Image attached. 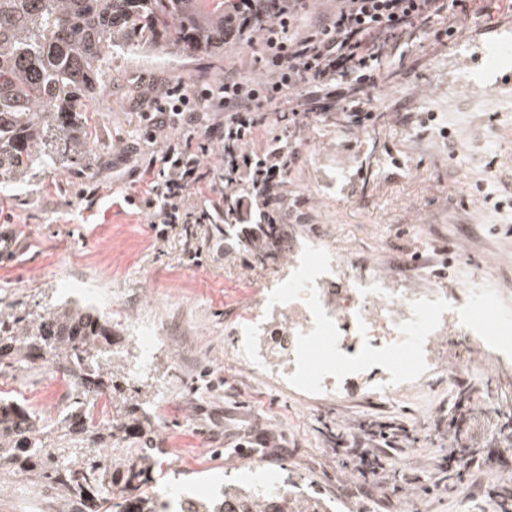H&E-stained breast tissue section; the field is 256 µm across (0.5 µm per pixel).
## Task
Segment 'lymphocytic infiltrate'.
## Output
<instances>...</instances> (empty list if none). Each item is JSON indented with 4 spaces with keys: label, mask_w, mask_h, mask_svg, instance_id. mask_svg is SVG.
<instances>
[{
    "label": "lymphocytic infiltrate",
    "mask_w": 512,
    "mask_h": 512,
    "mask_svg": "<svg viewBox=\"0 0 512 512\" xmlns=\"http://www.w3.org/2000/svg\"><path fill=\"white\" fill-rule=\"evenodd\" d=\"M314 2L225 0V43L258 35L266 79L229 70L194 100L180 85L144 97L140 119L152 156L137 176L156 236L167 238L181 222L237 224L242 242L260 249L281 231L282 193L305 143L302 131L336 110L347 127L366 129L378 118L371 102L384 66L401 46L425 33L438 42L459 34L480 11L479 0H335L334 11L313 21ZM182 125L187 140L158 141L156 128ZM216 144L224 152L217 171L201 162ZM411 436L401 423L360 425L347 442L349 470L384 499L401 496L404 486L385 473L393 449ZM496 463L493 450L455 441L436 456L439 469L460 478Z\"/></svg>",
    "instance_id": "lymphocytic-infiltrate-1"
}]
</instances>
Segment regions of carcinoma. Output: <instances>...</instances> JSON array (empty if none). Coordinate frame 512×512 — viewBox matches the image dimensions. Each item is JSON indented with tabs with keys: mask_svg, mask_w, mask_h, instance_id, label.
I'll return each mask as SVG.
<instances>
[{
	"mask_svg": "<svg viewBox=\"0 0 512 512\" xmlns=\"http://www.w3.org/2000/svg\"><path fill=\"white\" fill-rule=\"evenodd\" d=\"M169 49H224V0H0V189L88 152L80 118L106 89L110 53ZM112 355V325L92 306L1 308L0 374L48 366L68 383L70 404L47 428L30 406L0 397V462L53 489L70 512H163L160 497L135 494L145 478L138 457L127 461L122 493L105 492L115 473L99 449L126 426L94 427L86 405L103 392L123 395L130 372ZM227 495L235 512H318L315 498L290 511L288 489L260 495L240 485L195 501L193 512H227Z\"/></svg>",
	"mask_w": 512,
	"mask_h": 512,
	"instance_id": "1",
	"label": "carcinoma"
}]
</instances>
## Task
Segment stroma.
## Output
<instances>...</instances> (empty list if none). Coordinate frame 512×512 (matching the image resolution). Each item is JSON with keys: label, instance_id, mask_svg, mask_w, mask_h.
Listing matches in <instances>:
<instances>
[{"label": "stroma", "instance_id": "1", "mask_svg": "<svg viewBox=\"0 0 512 512\" xmlns=\"http://www.w3.org/2000/svg\"><path fill=\"white\" fill-rule=\"evenodd\" d=\"M512 45V16L490 9L447 45L410 43L403 64L390 66L377 108L385 115L366 131L348 130L339 113L307 132L303 158L283 192V242L246 250L231 224H193L157 239L151 215L128 206L139 196L130 172L147 162L132 102L154 80L187 90L243 76L265 78L248 42L213 55L118 52L107 89L85 130L87 155L71 167L46 168L0 193V307L38 311L47 302L78 301L98 308L112 324V348L137 358L131 324L150 316L164 333L139 378L114 402V420L139 419L151 439L140 495L179 489L206 497L252 466L342 512H492L478 495L415 504L382 502L354 481L336 448V429L400 419L420 428L418 442L398 451L394 466L434 480L442 437L459 388L448 368L455 343L436 352L442 366L428 381L399 394L372 396L360 387L335 400H313L236 356L235 329L262 286L286 272L305 243L332 244L339 255L405 285L454 289L472 283L503 292L512 306V223H500L486 194H512V59L487 69V50ZM435 113L429 126L422 114ZM202 248L200 266L187 250ZM453 250L444 275L433 268ZM419 256L416 268L405 261ZM481 433L512 431V361L467 367ZM65 384L50 369L0 375V394L54 419Z\"/></svg>", "mask_w": 512, "mask_h": 512}]
</instances>
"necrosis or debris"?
I'll return each mask as SVG.
<instances>
[{
    "instance_id": "necrosis-or-debris-1",
    "label": "necrosis or debris",
    "mask_w": 512,
    "mask_h": 512,
    "mask_svg": "<svg viewBox=\"0 0 512 512\" xmlns=\"http://www.w3.org/2000/svg\"><path fill=\"white\" fill-rule=\"evenodd\" d=\"M316 289L321 304L328 317H331L339 332L338 348L349 356L356 355L362 343H369L378 349L401 340V323L411 319V303L420 298L448 299L450 311L443 314L440 324L431 333L424 345L428 371H435L438 362L434 354L435 344L442 336H463L470 343H480L481 338L474 331L464 327L454 310L457 297L449 296L447 289L402 288L387 279L367 274L355 275L339 256H332L330 270L316 280ZM268 292H260L257 304L243 317L236 331L241 357L251 367L273 368L279 379H286L296 370L295 349L299 333L310 332L313 316L304 300L269 306ZM287 319L288 342L279 355H272L267 346V335L280 319ZM387 372L368 370L354 373L343 380L325 377L322 381L323 397H339L349 386L362 384L364 389L374 394L402 392L403 384L389 381Z\"/></svg>"
}]
</instances>
